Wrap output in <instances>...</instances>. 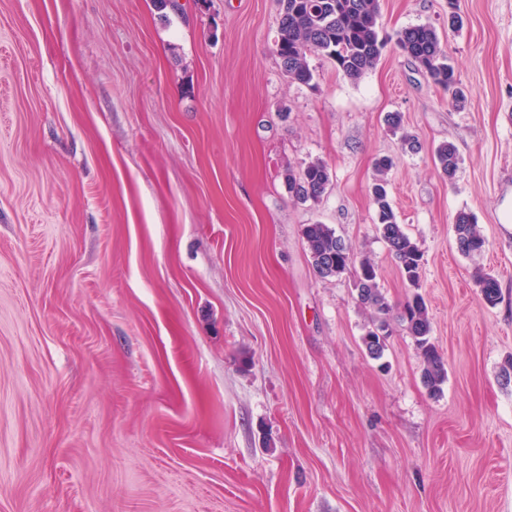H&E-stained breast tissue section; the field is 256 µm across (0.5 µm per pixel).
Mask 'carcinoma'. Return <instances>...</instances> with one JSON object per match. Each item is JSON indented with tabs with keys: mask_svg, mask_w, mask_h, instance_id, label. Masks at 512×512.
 Returning a JSON list of instances; mask_svg holds the SVG:
<instances>
[{
	"mask_svg": "<svg viewBox=\"0 0 512 512\" xmlns=\"http://www.w3.org/2000/svg\"><path fill=\"white\" fill-rule=\"evenodd\" d=\"M278 37L275 53L288 81L310 86L314 70L309 57L327 58L346 78L356 81L379 61L388 37L381 35L379 0H279ZM398 49L417 65L437 86L448 92L457 106L465 102L454 66L449 62L441 38L429 24L406 27L396 33ZM436 168L448 179L455 176L459 158L451 143L439 145L434 152ZM392 162L382 157L376 162V178L371 188L375 221L381 239L394 258L408 287L420 288L423 253L404 225L400 224L389 201L387 172ZM331 178L321 161L305 164L299 174L288 171V192L301 201L318 202L326 193ZM455 241L459 252L468 256L484 250L486 240L473 217L458 212L453 220ZM314 272L321 278L336 277L355 262V255L345 240L327 224H308L303 232ZM359 262L355 290L364 307L375 310L372 324L383 330L391 328V307L380 290L378 266L368 258ZM476 282L484 300L494 304L500 298L499 279L479 272ZM399 326L412 336L422 358V381L432 393L440 391L447 377L444 360L431 341L428 307L418 292L407 299L399 315ZM368 355L382 358L385 344L369 330L363 337Z\"/></svg>",
	"mask_w": 512,
	"mask_h": 512,
	"instance_id": "carcinoma-1",
	"label": "carcinoma"
}]
</instances>
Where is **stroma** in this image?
Here are the masks:
<instances>
[{
  "mask_svg": "<svg viewBox=\"0 0 512 512\" xmlns=\"http://www.w3.org/2000/svg\"><path fill=\"white\" fill-rule=\"evenodd\" d=\"M178 2L0 0V512H512V0H459L455 31L448 0H380L383 33L437 29L460 109L391 44L359 81L314 57L290 83L277 0ZM380 155L437 394L400 327L367 355L355 271L319 278L304 243L329 225L405 302ZM317 159L326 194L290 197ZM436 168L446 177L453 178L458 169L459 158L452 143L439 145L434 152ZM392 162L387 157L376 162V178L371 188L375 206V221L381 239L394 258L403 279L409 288H420L423 253L404 225L400 224L389 201L387 172ZM453 228L457 248L463 255L468 256L484 250L486 240L469 212H458L453 220Z\"/></svg>",
  "mask_w": 512,
  "mask_h": 512,
  "instance_id": "35a3bbf8",
  "label": "stroma"
}]
</instances>
